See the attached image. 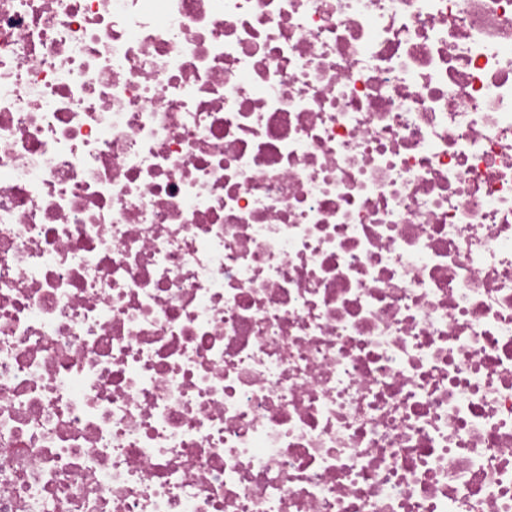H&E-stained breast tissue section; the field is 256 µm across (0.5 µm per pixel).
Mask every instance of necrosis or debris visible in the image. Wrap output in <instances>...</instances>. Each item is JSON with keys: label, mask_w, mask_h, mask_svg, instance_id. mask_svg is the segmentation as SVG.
<instances>
[{"label": "necrosis or debris", "mask_w": 512, "mask_h": 512, "mask_svg": "<svg viewBox=\"0 0 512 512\" xmlns=\"http://www.w3.org/2000/svg\"><path fill=\"white\" fill-rule=\"evenodd\" d=\"M0 512H512V0H0Z\"/></svg>", "instance_id": "4bbe7bcc"}]
</instances>
